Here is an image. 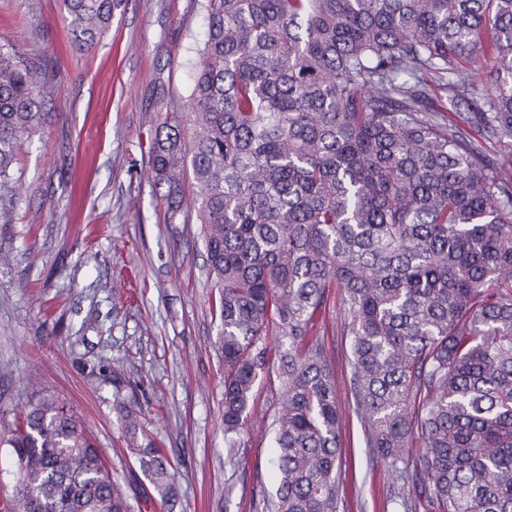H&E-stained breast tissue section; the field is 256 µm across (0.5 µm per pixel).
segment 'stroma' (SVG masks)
Wrapping results in <instances>:
<instances>
[{
    "label": "stroma",
    "instance_id": "obj_1",
    "mask_svg": "<svg viewBox=\"0 0 512 512\" xmlns=\"http://www.w3.org/2000/svg\"><path fill=\"white\" fill-rule=\"evenodd\" d=\"M206 35L202 0H120L109 32L81 51L62 0H0V44L50 75L44 119L12 165L11 215L0 217V505L17 482L7 428L47 392L142 512H269L277 383L262 377L260 420L228 449L202 226L167 223L148 163L155 81L187 96ZM340 299L333 291L323 336L343 414L339 512H397L396 479L367 448L351 392ZM121 399L138 404L178 471L169 502L140 501Z\"/></svg>",
    "mask_w": 512,
    "mask_h": 512
}]
</instances>
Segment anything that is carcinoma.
<instances>
[{
    "mask_svg": "<svg viewBox=\"0 0 512 512\" xmlns=\"http://www.w3.org/2000/svg\"><path fill=\"white\" fill-rule=\"evenodd\" d=\"M115 0H63L91 49ZM189 95L158 80L150 170L170 224L184 173L218 291L224 436L236 446L275 372L276 512H338L342 413L315 339L330 292L367 447L405 512H512V0H204ZM497 44L479 65L476 38ZM46 72L0 45V182L43 116ZM463 103L483 141L429 94ZM191 136L185 137L186 130ZM143 476L170 461L119 402ZM10 512H133L79 421L52 395L10 428ZM415 454H409L413 445Z\"/></svg>",
    "mask_w": 512,
    "mask_h": 512,
    "instance_id": "carcinoma-1",
    "label": "carcinoma"
}]
</instances>
